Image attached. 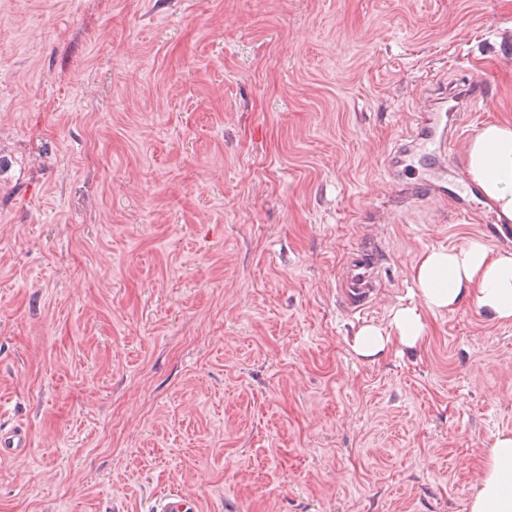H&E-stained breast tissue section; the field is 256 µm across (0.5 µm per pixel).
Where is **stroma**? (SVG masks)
I'll list each match as a JSON object with an SVG mask.
<instances>
[{
	"label": "stroma",
	"instance_id": "stroma-1",
	"mask_svg": "<svg viewBox=\"0 0 512 512\" xmlns=\"http://www.w3.org/2000/svg\"><path fill=\"white\" fill-rule=\"evenodd\" d=\"M451 160L394 157L436 95ZM512 108V0H0V512H469L512 431V324L410 302L427 250H512L464 147ZM466 217H459L458 208ZM372 308L336 294L362 235ZM5 428L6 426L1 428L0 423V455L16 456L25 453L30 447L27 429L21 425ZM156 512H198V499L180 491H172L162 496Z\"/></svg>",
	"mask_w": 512,
	"mask_h": 512
}]
</instances>
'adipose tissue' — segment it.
Masks as SVG:
<instances>
[{
	"instance_id": "1",
	"label": "adipose tissue",
	"mask_w": 512,
	"mask_h": 512,
	"mask_svg": "<svg viewBox=\"0 0 512 512\" xmlns=\"http://www.w3.org/2000/svg\"><path fill=\"white\" fill-rule=\"evenodd\" d=\"M469 177L492 203L501 223L512 224V116L482 125L465 147ZM413 277V300L397 308L387 325L367 324L352 336V351L374 358L392 345L418 347L425 313L450 312L470 301L502 324H512V251L494 250L473 238L424 252ZM471 512H512V432L498 434L490 448Z\"/></svg>"
}]
</instances>
